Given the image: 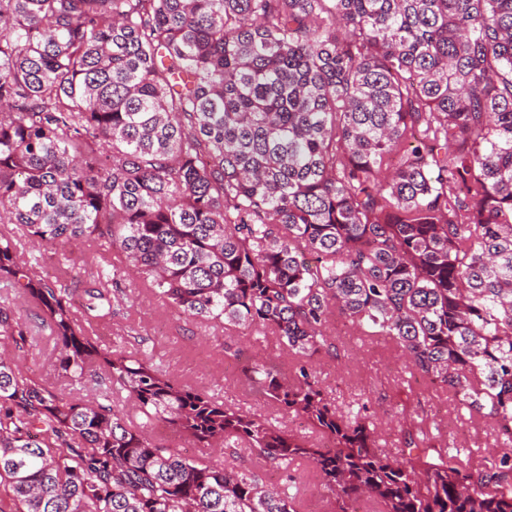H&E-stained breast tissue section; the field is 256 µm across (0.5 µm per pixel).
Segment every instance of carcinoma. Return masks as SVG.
Listing matches in <instances>:
<instances>
[{
  "mask_svg": "<svg viewBox=\"0 0 512 512\" xmlns=\"http://www.w3.org/2000/svg\"><path fill=\"white\" fill-rule=\"evenodd\" d=\"M396 157L390 176L377 173ZM0 287L44 314L67 392L0 354V512H299L288 485L187 458L311 462L334 512H512V0H0ZM26 239L101 250L34 279ZM132 270L170 308L297 355L248 385L331 443L109 349ZM340 314L495 423L465 463L408 429L400 459L313 368ZM0 303V336L26 342ZM150 434L154 440L171 448H180L184 456L196 458L201 455L204 448H197L191 441L180 436L171 429L154 425L150 430Z\"/></svg>",
  "mask_w": 512,
  "mask_h": 512,
  "instance_id": "1",
  "label": "carcinoma"
}]
</instances>
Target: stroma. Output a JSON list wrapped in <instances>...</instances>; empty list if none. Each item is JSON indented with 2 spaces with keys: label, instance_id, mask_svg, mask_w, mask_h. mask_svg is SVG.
Returning <instances> with one entry per match:
<instances>
[{
  "label": "stroma",
  "instance_id": "stroma-1",
  "mask_svg": "<svg viewBox=\"0 0 512 512\" xmlns=\"http://www.w3.org/2000/svg\"><path fill=\"white\" fill-rule=\"evenodd\" d=\"M6 303L30 330L24 351H16L14 343L8 341L4 344L7 353L16 354L19 368L47 388L66 389L67 383L56 367L54 341L39 320L36 307L17 290L7 291ZM328 331L337 356H321L314 361L325 393L343 411L367 406L383 451L391 455L398 452V414L404 408L415 420L436 426L439 439L460 449L462 460L474 462L500 450L502 440L493 423L458 408L444 392L413 375L391 342L355 330L339 315L329 323ZM97 333L107 346H131L136 337H143L146 348L179 384L214 394L243 411L264 415L299 435L311 434L302 418L282 416L276 407L257 398L246 384L241 361L224 353L225 344L242 345L286 370L293 357L277 337L250 328L228 336L222 329L187 321L136 279L127 281L116 315L99 325ZM290 474L289 491L295 495L300 512H330L332 497L310 464L295 463Z\"/></svg>",
  "mask_w": 512,
  "mask_h": 512
}]
</instances>
